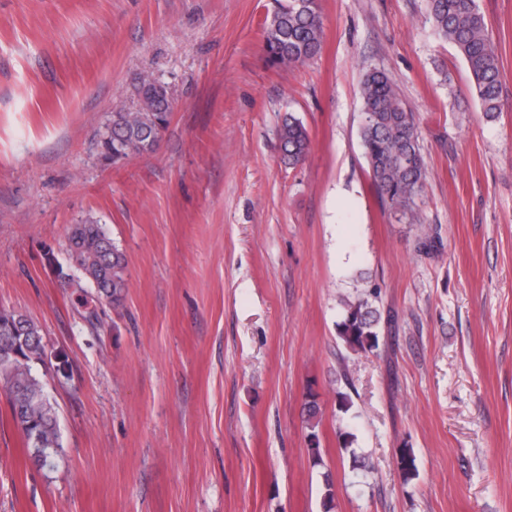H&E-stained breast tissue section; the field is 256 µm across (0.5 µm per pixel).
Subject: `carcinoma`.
Returning <instances> with one entry per match:
<instances>
[{
	"mask_svg": "<svg viewBox=\"0 0 512 512\" xmlns=\"http://www.w3.org/2000/svg\"><path fill=\"white\" fill-rule=\"evenodd\" d=\"M427 15L437 34L466 63L486 117L499 112L501 80L498 54L485 16L476 0H427ZM323 21L318 0H283L264 27L267 62L290 66L316 57L322 46ZM138 98L136 112H117L103 138L106 154L114 159L152 152L169 124L168 91L144 79L133 86ZM363 112L360 140L368 173L382 202L401 217L418 220L416 198L425 179L420 151V131L412 113L399 99L389 76L377 69L362 81ZM280 161L301 164L310 148L309 132L293 113L284 115L278 128ZM70 258L77 270L95 288L98 301L119 305L128 288L127 260L103 225L88 218L71 225L68 234ZM380 289H370L355 299L341 300L343 316L337 336L354 354L372 353L379 347L383 311L378 305ZM45 344L41 329L29 318L0 310V382L6 391L11 420L22 433L30 458L45 464L61 447L56 408L44 382L32 373L43 360ZM308 453L313 465L322 462L316 433L319 405L307 400ZM349 451L352 469L366 467L365 459L351 449L354 436L340 433ZM397 465L404 482L418 476L413 449L397 450Z\"/></svg>",
	"mask_w": 512,
	"mask_h": 512,
	"instance_id": "obj_1",
	"label": "carcinoma"
}]
</instances>
